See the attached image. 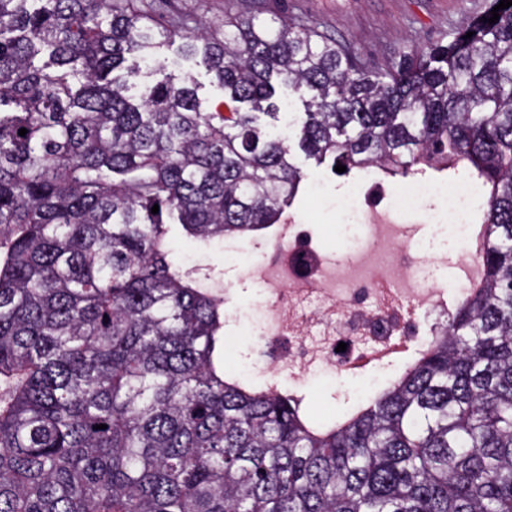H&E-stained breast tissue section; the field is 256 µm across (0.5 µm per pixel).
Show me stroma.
Segmentation results:
<instances>
[{"instance_id": "stroma-1", "label": "stroma", "mask_w": 512, "mask_h": 512, "mask_svg": "<svg viewBox=\"0 0 512 512\" xmlns=\"http://www.w3.org/2000/svg\"><path fill=\"white\" fill-rule=\"evenodd\" d=\"M489 0H143L154 19L168 26L174 16H187L197 23L223 22L224 19L261 12L263 18L280 16L299 18L318 24L337 39L351 43L376 65L398 59L401 50H416L428 44L448 40L451 32L481 14ZM167 70L177 80L193 79L200 98L214 103L222 93L213 84L205 67L196 59H186L178 45L161 50ZM295 163L307 173V179L286 216H297L315 224H332L334 212L326 208V199L318 185L332 188L340 178L329 166L295 154Z\"/></svg>"}]
</instances>
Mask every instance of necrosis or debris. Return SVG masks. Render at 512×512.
<instances>
[{"instance_id": "4bbe7bcc", "label": "necrosis or debris", "mask_w": 512, "mask_h": 512, "mask_svg": "<svg viewBox=\"0 0 512 512\" xmlns=\"http://www.w3.org/2000/svg\"><path fill=\"white\" fill-rule=\"evenodd\" d=\"M480 197V185L464 176L359 181L336 194L335 249L295 222L259 253L245 241L225 245L224 266L234 273L223 283L227 322H242L241 277L255 284L260 313L248 336H228L251 352L238 372L277 377L283 388L293 376L329 372L348 399L390 379L400 353L425 348L473 282L470 229Z\"/></svg>"}]
</instances>
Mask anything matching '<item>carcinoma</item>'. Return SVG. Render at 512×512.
Instances as JSON below:
<instances>
[{
  "label": "carcinoma",
  "mask_w": 512,
  "mask_h": 512,
  "mask_svg": "<svg viewBox=\"0 0 512 512\" xmlns=\"http://www.w3.org/2000/svg\"><path fill=\"white\" fill-rule=\"evenodd\" d=\"M499 3L374 68L287 18L166 29L137 0H0V512H512V5L483 21ZM177 38L224 90L206 110L194 82H136ZM278 85L304 108L292 142L263 122ZM297 151L345 176L465 171L484 194L478 283L326 423L225 368L223 301L170 259L175 229L208 244L279 223Z\"/></svg>",
  "instance_id": "cac0c4a2"
}]
</instances>
